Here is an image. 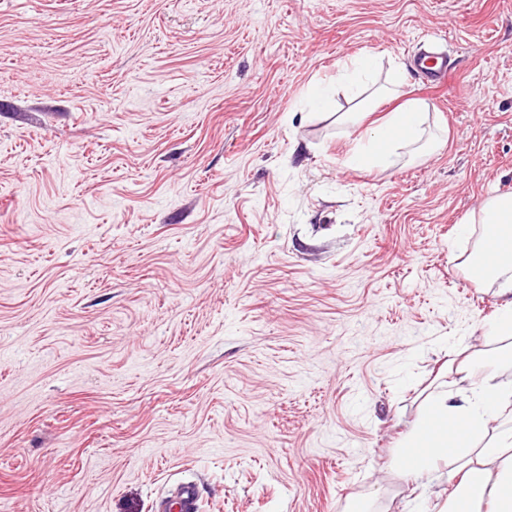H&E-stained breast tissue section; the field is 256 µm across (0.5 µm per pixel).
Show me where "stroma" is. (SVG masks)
Wrapping results in <instances>:
<instances>
[{
  "label": "stroma",
  "mask_w": 512,
  "mask_h": 512,
  "mask_svg": "<svg viewBox=\"0 0 512 512\" xmlns=\"http://www.w3.org/2000/svg\"><path fill=\"white\" fill-rule=\"evenodd\" d=\"M360 54L429 108L387 169L306 98ZM504 193L512 0H0V512H434L392 459L501 345ZM412 69L421 77L422 82L430 87L443 84L450 71L445 54L426 51L415 55ZM475 222L485 226L479 248L482 254L488 249L489 229L492 224H512V194L497 195L488 199Z\"/></svg>",
  "instance_id": "stroma-1"
}]
</instances>
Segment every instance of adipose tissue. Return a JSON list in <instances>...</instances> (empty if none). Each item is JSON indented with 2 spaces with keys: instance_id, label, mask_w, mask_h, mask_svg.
Masks as SVG:
<instances>
[{
  "instance_id": "ef3b65f1",
  "label": "adipose tissue",
  "mask_w": 512,
  "mask_h": 512,
  "mask_svg": "<svg viewBox=\"0 0 512 512\" xmlns=\"http://www.w3.org/2000/svg\"><path fill=\"white\" fill-rule=\"evenodd\" d=\"M422 106L407 102L389 112L358 142L352 164L391 167L394 146L412 144L421 137ZM499 254L493 273L478 272L467 261L469 278L476 283L496 276L504 296L497 333L512 336V241ZM458 369L464 394L440 389L428 394L423 414L409 432L400 453L401 469L409 474H431L446 468L451 491L441 512H512V424L503 418L512 407V384L497 378L508 363L501 352L461 347Z\"/></svg>"
}]
</instances>
